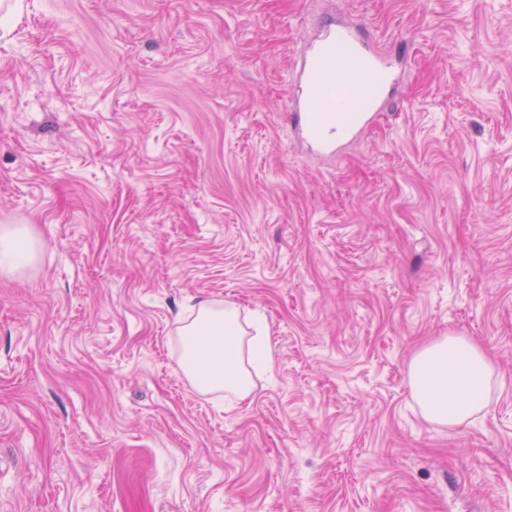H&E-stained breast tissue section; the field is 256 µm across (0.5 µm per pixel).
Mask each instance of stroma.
Returning a JSON list of instances; mask_svg holds the SVG:
<instances>
[{"instance_id":"1","label":"stroma","mask_w":512,"mask_h":512,"mask_svg":"<svg viewBox=\"0 0 512 512\" xmlns=\"http://www.w3.org/2000/svg\"><path fill=\"white\" fill-rule=\"evenodd\" d=\"M400 52L325 157L287 84L324 20ZM0 512H512V0H0ZM200 300L266 317L239 404L178 370ZM478 343L442 426L415 352ZM44 243L28 229L15 224L0 225V271L14 273L30 266ZM494 373L474 342L445 336L422 346L410 363L411 394L422 415L444 426L467 422L487 403Z\"/></svg>"}]
</instances>
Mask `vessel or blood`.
<instances>
[{
	"instance_id": "b4317fda",
	"label": "vessel or blood",
	"mask_w": 512,
	"mask_h": 512,
	"mask_svg": "<svg viewBox=\"0 0 512 512\" xmlns=\"http://www.w3.org/2000/svg\"><path fill=\"white\" fill-rule=\"evenodd\" d=\"M397 56L347 24L327 22L306 50L298 88L290 92L288 117L302 138L329 150L379 111L387 87L397 77ZM346 69L356 82L350 92L336 93V72Z\"/></svg>"
}]
</instances>
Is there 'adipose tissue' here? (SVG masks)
Here are the masks:
<instances>
[{
    "instance_id": "adipose-tissue-1",
    "label": "adipose tissue",
    "mask_w": 512,
    "mask_h": 512,
    "mask_svg": "<svg viewBox=\"0 0 512 512\" xmlns=\"http://www.w3.org/2000/svg\"><path fill=\"white\" fill-rule=\"evenodd\" d=\"M41 242L28 229L0 225V271L30 266ZM178 368L198 391L220 393L238 404L255 390L254 376L272 365L266 325L259 316L241 319L233 303L201 301L181 320ZM494 373L486 352L474 342L443 337L422 346L410 363L411 394L430 421L455 426L467 422L487 403Z\"/></svg>"
}]
</instances>
